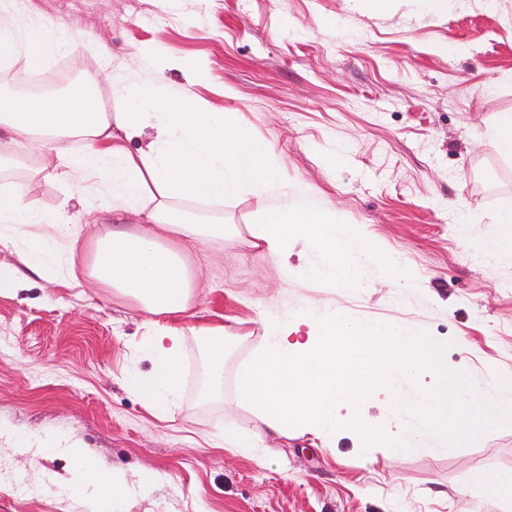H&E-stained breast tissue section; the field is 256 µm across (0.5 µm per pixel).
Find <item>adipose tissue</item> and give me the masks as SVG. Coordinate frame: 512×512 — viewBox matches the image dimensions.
Listing matches in <instances>:
<instances>
[{"label": "adipose tissue", "mask_w": 512, "mask_h": 512, "mask_svg": "<svg viewBox=\"0 0 512 512\" xmlns=\"http://www.w3.org/2000/svg\"><path fill=\"white\" fill-rule=\"evenodd\" d=\"M80 48V41L63 39L49 22L26 31L0 23V70L5 72L42 71ZM81 76L83 93L69 97L0 93V129L15 147L35 135L56 144L61 179L103 177L95 199L104 210L139 217L138 232L112 230L99 238L88 275L133 297L152 316L141 354L153 369L132 375L130 384L156 416L169 413L183 381L184 334L177 321L189 310L191 295L184 252L162 241L157 230L202 244L223 241L228 230L221 222L194 221L187 204H220L250 188L260 211L259 223L246 227L254 246L279 259L293 239H302L321 257L310 275L334 285L360 284L356 256L381 262L358 225L337 223L334 213L311 203L295 207L284 199L272 200L283 170L271 162L270 144L238 125L234 113L204 109L190 89L173 88L160 73L150 84V111L132 105L131 91L118 82L112 107L103 111L95 96L97 73L85 70ZM147 127L155 129L154 138L129 149L128 141ZM72 138L83 141L81 153L68 149ZM16 227L24 230V266H0V296L16 295L28 270L76 282L80 228L72 221L68 200L47 215L30 206L22 182L0 180V245L12 243ZM68 454L77 470L69 486L73 496H86L92 488L102 502L119 493L120 480L102 473L86 449L72 448Z\"/></svg>", "instance_id": "obj_1"}]
</instances>
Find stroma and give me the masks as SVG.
<instances>
[{
    "instance_id": "obj_1",
    "label": "stroma",
    "mask_w": 512,
    "mask_h": 512,
    "mask_svg": "<svg viewBox=\"0 0 512 512\" xmlns=\"http://www.w3.org/2000/svg\"><path fill=\"white\" fill-rule=\"evenodd\" d=\"M46 18L89 51L0 84L62 89L91 69L102 101L116 76L142 100L162 72L272 145L284 171L275 198L310 197L359 225L410 278L382 282L362 257V286L333 288L309 276L316 253L300 242L284 261L243 235L190 249L185 381L158 418L129 384L152 369L139 356L149 315L87 276L98 237L134 220L92 206L57 177L54 146L34 141L12 177L37 211L68 199L85 231L77 287L34 275L25 292L0 297V512H85L65 482L72 445L123 477L108 512H499L472 479L512 474V423L459 448L431 438L394 462L346 435L330 446L269 435L260 459L213 444L253 425L235 404L234 374L264 321L313 305L410 322L448 342L449 368L474 379L512 374V259L481 250L512 207V158L488 138L498 113L512 112V0H451L440 16L420 0H389L378 15L365 0H17L11 15L23 29ZM220 325L239 339L207 395L194 330Z\"/></svg>"
}]
</instances>
